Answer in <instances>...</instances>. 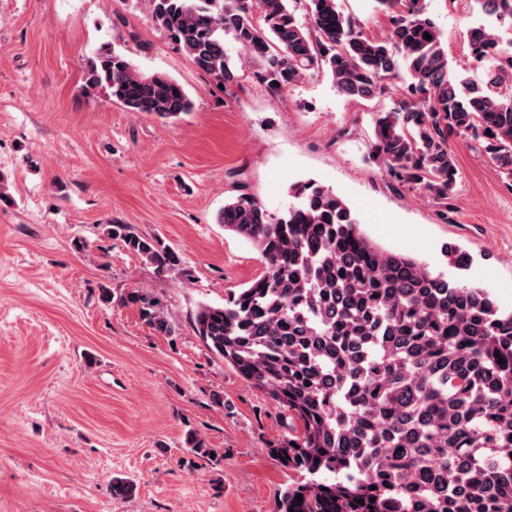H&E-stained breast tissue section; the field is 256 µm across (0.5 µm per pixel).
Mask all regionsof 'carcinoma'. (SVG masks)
Segmentation results:
<instances>
[{"mask_svg":"<svg viewBox=\"0 0 512 512\" xmlns=\"http://www.w3.org/2000/svg\"><path fill=\"white\" fill-rule=\"evenodd\" d=\"M288 2L148 0L174 48L216 86L237 84L246 63L275 94L322 73L355 102L393 95L375 114L371 157L442 217L458 138L478 144L512 189V37L496 25L512 20V0H471L483 19L463 39L479 80L451 69L425 0H378L384 40L339 0H306L302 19ZM227 37L241 60L226 53ZM83 82L131 112L170 119L192 109L181 84L111 46L86 59ZM294 197L282 215L245 192L224 203L217 223L251 242L266 271L224 305L200 304L194 322L212 354L288 412L293 435L274 452L313 479L286 487L277 512H512V313L483 287L377 247L334 190L308 182ZM107 235L159 270L180 263L128 224ZM122 301L155 332L177 333L153 295L137 289ZM135 489L110 483L116 497Z\"/></svg>","mask_w":512,"mask_h":512,"instance_id":"cac0c4a2","label":"carcinoma"}]
</instances>
